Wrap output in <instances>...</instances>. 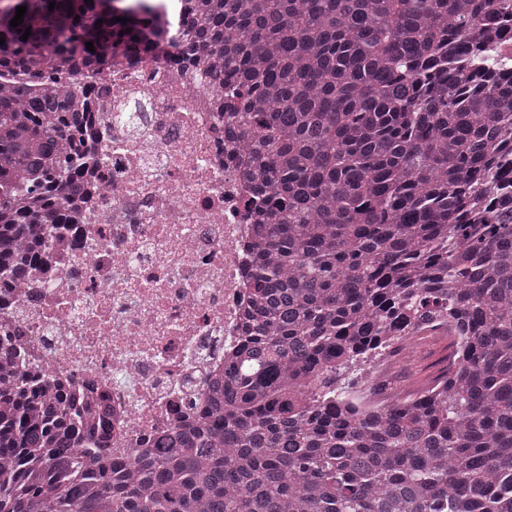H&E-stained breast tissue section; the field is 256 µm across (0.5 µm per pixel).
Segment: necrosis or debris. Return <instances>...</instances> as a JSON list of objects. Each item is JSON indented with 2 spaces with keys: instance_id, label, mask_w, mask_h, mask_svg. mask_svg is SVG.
Returning a JSON list of instances; mask_svg holds the SVG:
<instances>
[{
  "instance_id": "4bbe7bcc",
  "label": "necrosis or debris",
  "mask_w": 512,
  "mask_h": 512,
  "mask_svg": "<svg viewBox=\"0 0 512 512\" xmlns=\"http://www.w3.org/2000/svg\"><path fill=\"white\" fill-rule=\"evenodd\" d=\"M158 9L167 36L147 56L69 75L112 91L96 113L95 187L37 287L0 290V343L27 376L105 403L121 463L194 421L240 347L255 231L222 80L181 50L187 0Z\"/></svg>"
}]
</instances>
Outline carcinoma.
<instances>
[{
	"label": "carcinoma",
	"mask_w": 512,
	"mask_h": 512,
	"mask_svg": "<svg viewBox=\"0 0 512 512\" xmlns=\"http://www.w3.org/2000/svg\"><path fill=\"white\" fill-rule=\"evenodd\" d=\"M153 2L0 0V71L146 55ZM507 39L512 0H190L250 161L246 336L206 412L127 466L105 413L77 422L0 348V512H512ZM106 94L0 83V289L34 281L86 195L77 141ZM439 328L456 349L433 386L351 397L369 359Z\"/></svg>",
	"instance_id": "carcinoma-1"
}]
</instances>
